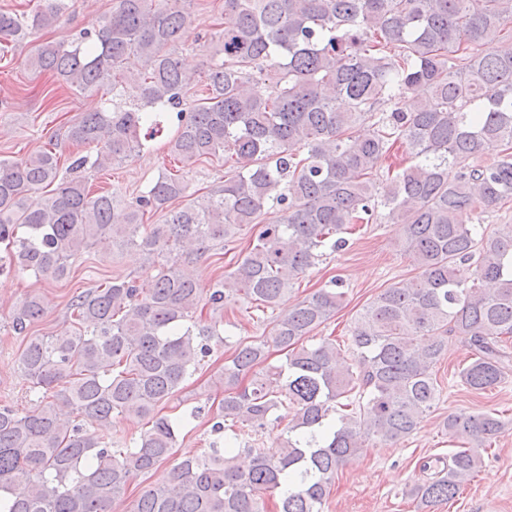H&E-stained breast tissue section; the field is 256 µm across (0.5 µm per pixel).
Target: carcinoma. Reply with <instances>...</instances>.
Instances as JSON below:
<instances>
[{"mask_svg": "<svg viewBox=\"0 0 512 512\" xmlns=\"http://www.w3.org/2000/svg\"><path fill=\"white\" fill-rule=\"evenodd\" d=\"M194 4L114 0L96 26L37 44L28 58L72 90L112 96L65 129L63 140L79 148L65 174L53 148L0 158V275L60 280L94 247H135L153 273L76 296L74 331L28 341L20 365L33 388L63 389L60 401L26 412L0 405V512H110L133 477L172 455L181 422L157 408L220 336L196 319L198 308L276 310L320 248L344 249L347 225L372 224L382 210L401 226L418 275L355 317L352 363L332 340L306 344L341 304L336 278L271 317L269 335L238 345L218 375L224 398L211 431L228 422L269 430L279 450L213 443L172 465L132 512H322L347 460L409 437L434 411L448 337L473 350L459 373L467 389L485 392L506 378L512 225H476L512 199V40L501 37L512 0H224L202 35L210 59L191 72L181 52L198 21ZM69 9V0H41L30 12L0 10V38H34ZM262 79L264 93L255 88ZM161 117L175 125L166 144L174 159L224 160V185L198 195L169 172L133 202L92 190L84 173L140 152L141 130L154 137ZM367 121L372 131L355 135ZM398 144L409 164L378 175ZM489 154L492 162L474 163ZM151 212L160 223L145 224ZM270 212L276 219L263 221ZM248 227L229 287L221 278L203 295L196 259ZM44 313L41 296L26 297L13 331L25 333ZM272 348L284 361L266 369ZM272 375L282 380L277 392ZM65 408L80 421L63 419ZM339 408L345 413L329 419ZM123 414L150 428L118 452L84 430ZM443 427L465 447L414 490L427 507L456 497L503 424L460 409Z\"/></svg>", "mask_w": 512, "mask_h": 512, "instance_id": "cac0c4a2", "label": "carcinoma"}]
</instances>
